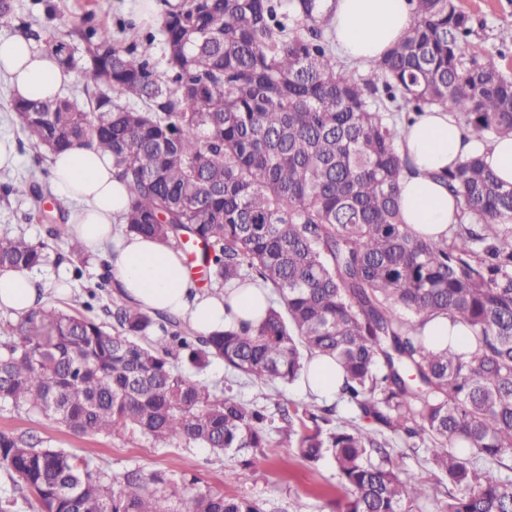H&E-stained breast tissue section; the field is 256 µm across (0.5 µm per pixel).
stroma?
Here are the masks:
<instances>
[{
  "mask_svg": "<svg viewBox=\"0 0 512 512\" xmlns=\"http://www.w3.org/2000/svg\"><path fill=\"white\" fill-rule=\"evenodd\" d=\"M133 2L49 0L44 5L40 0H12L16 14L33 17L57 35H65L71 26L82 23L89 14L94 23L119 29L120 40L127 43L138 34L161 30L160 22L139 19L132 9ZM456 3L479 26L471 39V52L493 59L503 71L512 74V44L500 43L498 39L501 30L512 28V0H456ZM11 99L7 81L0 78V137L10 138L15 145L18 163L11 173L19 176L34 166L36 152L29 146L16 114L10 109ZM60 200V195L49 186L38 200L0 198V238L22 233L36 243L45 240V227L38 223L35 215L41 209H54ZM107 269L108 264L101 254L89 253L82 279L70 280L69 289L63 294L54 291L52 284L59 272H72L70 263L51 261L33 269L31 275L39 285L47 287V303L68 309L73 298L86 296ZM203 377L210 383L231 386L238 398L264 407L272 415L277 412L278 402H298L306 396L298 384L289 387L276 382L266 387L253 385L230 373L220 359L212 360ZM1 430L39 434L47 446L90 458L117 476L130 468L148 473L167 472L180 492L176 504L181 512H186L191 493L200 488L255 501L263 512H336L337 477L333 459L315 465L307 463L276 431L271 434L273 448L268 449L266 456L256 457L246 466L238 454L218 455L193 443L177 441L159 448L138 434L78 437L44 417L18 412L9 406H0Z\"/></svg>",
  "mask_w": 512,
  "mask_h": 512,
  "instance_id": "stroma-1",
  "label": "stroma"
}]
</instances>
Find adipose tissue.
I'll list each match as a JSON object with an SVG mask.
<instances>
[{
	"label": "adipose tissue",
	"mask_w": 512,
	"mask_h": 512,
	"mask_svg": "<svg viewBox=\"0 0 512 512\" xmlns=\"http://www.w3.org/2000/svg\"><path fill=\"white\" fill-rule=\"evenodd\" d=\"M410 23L407 0H336L330 26L338 52L363 65L386 55ZM0 77L14 96L37 99L56 94L71 75L53 53L15 36L0 39ZM398 150L409 161L399 181L400 215L427 240L450 237L460 217L456 197L438 173L479 155L503 182L512 184V137L476 139L452 108L426 109L402 132ZM112 170L111 156L84 147L50 157L52 183L75 204L70 215L74 235L106 258L126 297L143 311L179 315L204 336L223 330L231 315L259 323L272 298L270 288L250 284L228 296L200 291L181 252L151 237L121 235L129 194ZM44 301V290L27 272L0 271V309L23 316Z\"/></svg>",
	"instance_id": "ef3b65f1"
}]
</instances>
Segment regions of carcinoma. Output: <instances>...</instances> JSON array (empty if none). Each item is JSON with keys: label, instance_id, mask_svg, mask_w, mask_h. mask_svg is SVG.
Here are the masks:
<instances>
[{"label": "carcinoma", "instance_id": "cac0c4a2", "mask_svg": "<svg viewBox=\"0 0 512 512\" xmlns=\"http://www.w3.org/2000/svg\"><path fill=\"white\" fill-rule=\"evenodd\" d=\"M166 68L155 37L125 44L76 27L71 43L37 30L0 0V21L78 72L86 96L14 99L28 143L112 156L129 193L127 234L202 244L209 282L259 281L274 300L256 327L231 321L200 336L168 313L115 302L116 331L44 305L0 337V403L84 436L128 431L250 458L271 447L274 418L185 371L219 358L252 384L301 378L316 354L336 360L340 398L356 417L311 396L283 403L299 458L336 465V512H421L428 489L390 454L424 446L435 512H512V184L475 156L441 175L465 220L444 242L402 223L399 125L452 106L482 140L512 134V76L468 49L473 20L455 0H408L413 20L362 76L345 68L327 29L329 0H164ZM32 173L3 197L41 196ZM60 241L66 227L37 212ZM49 244L0 239V269L30 270ZM443 315L465 345L432 347ZM495 465L499 477L486 468ZM0 469L38 512H178L171 478L121 476L34 434L0 431ZM190 512H263L198 490Z\"/></svg>", "mask_w": 512, "mask_h": 512}]
</instances>
